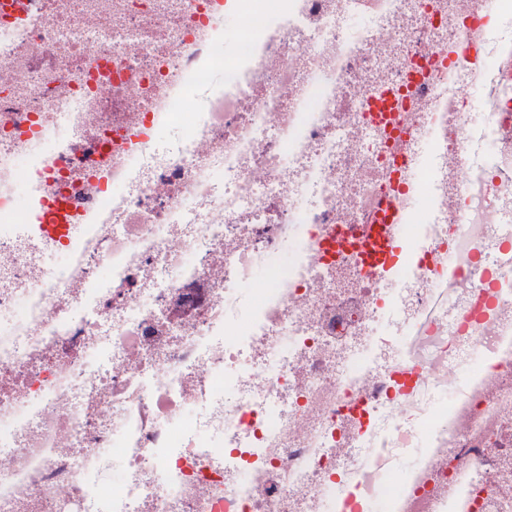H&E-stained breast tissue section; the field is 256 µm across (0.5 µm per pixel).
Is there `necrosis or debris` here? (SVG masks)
<instances>
[{
	"label": "necrosis or debris",
	"instance_id": "obj_1",
	"mask_svg": "<svg viewBox=\"0 0 512 512\" xmlns=\"http://www.w3.org/2000/svg\"><path fill=\"white\" fill-rule=\"evenodd\" d=\"M12 2L0 512H512V0Z\"/></svg>",
	"mask_w": 512,
	"mask_h": 512
}]
</instances>
